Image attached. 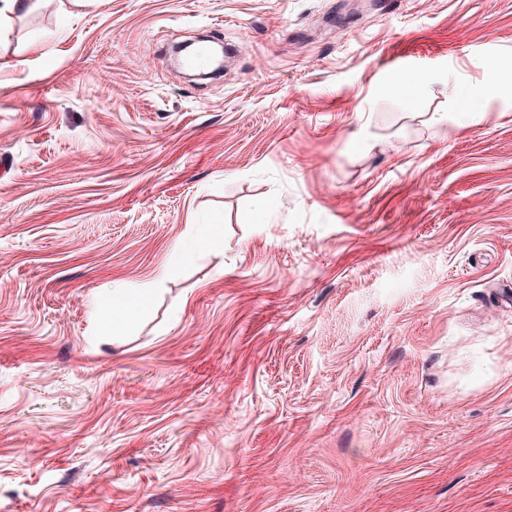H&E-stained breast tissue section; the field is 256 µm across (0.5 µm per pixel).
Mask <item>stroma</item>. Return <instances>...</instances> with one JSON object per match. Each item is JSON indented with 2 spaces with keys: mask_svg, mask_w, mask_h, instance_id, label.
Listing matches in <instances>:
<instances>
[{
  "mask_svg": "<svg viewBox=\"0 0 512 512\" xmlns=\"http://www.w3.org/2000/svg\"><path fill=\"white\" fill-rule=\"evenodd\" d=\"M0 512H512V0L0 19ZM152 283H144L137 288L112 289L106 301L112 306L113 324L120 323L146 308L154 292Z\"/></svg>",
  "mask_w": 512,
  "mask_h": 512,
  "instance_id": "1",
  "label": "stroma"
}]
</instances>
